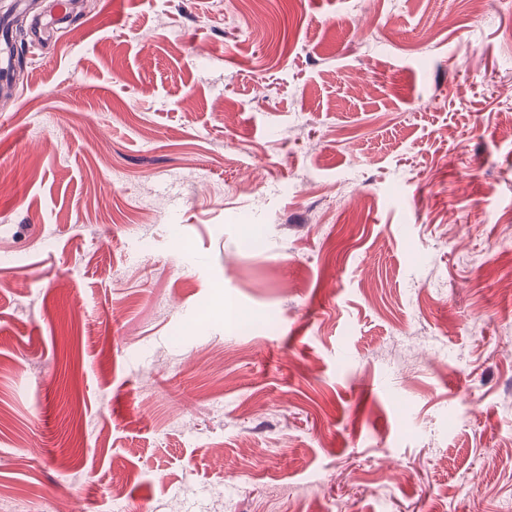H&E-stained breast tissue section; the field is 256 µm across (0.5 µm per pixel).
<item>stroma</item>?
I'll use <instances>...</instances> for the list:
<instances>
[{"label":"stroma","instance_id":"obj_1","mask_svg":"<svg viewBox=\"0 0 512 512\" xmlns=\"http://www.w3.org/2000/svg\"><path fill=\"white\" fill-rule=\"evenodd\" d=\"M27 46L0 498L505 512L512 0H80Z\"/></svg>","mask_w":512,"mask_h":512}]
</instances>
